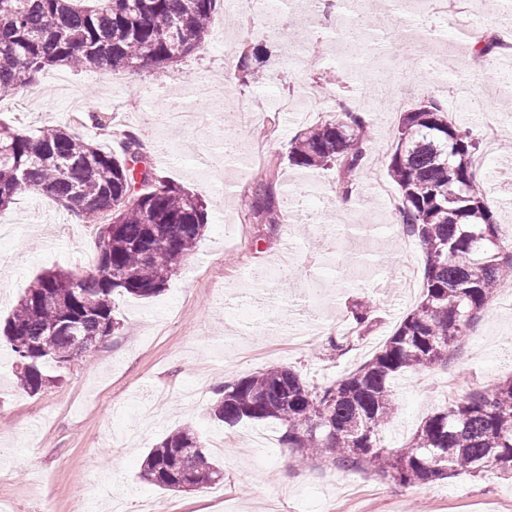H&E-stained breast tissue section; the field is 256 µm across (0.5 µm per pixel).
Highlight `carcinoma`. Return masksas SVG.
Here are the masks:
<instances>
[{
	"mask_svg": "<svg viewBox=\"0 0 512 512\" xmlns=\"http://www.w3.org/2000/svg\"><path fill=\"white\" fill-rule=\"evenodd\" d=\"M216 4L0 0V98L53 66H170L204 44ZM267 57L263 49L242 51L236 63L242 81H258ZM369 130L366 116L340 112L300 133L289 161L336 168L335 192L348 197L369 159ZM118 146L107 151L57 126L26 134L0 123V208L28 191L52 199L79 223L106 229V242H96L94 273L40 275L3 326L20 387L29 394L52 383L48 365L66 368L119 329L115 296L148 299L164 291L206 231L199 196L161 176L137 135L124 134ZM478 151L479 142L448 121L441 103L403 113L386 170L398 188L400 224L425 254L421 300L370 359L328 385L311 386L295 370L273 366L218 387L216 420L278 424L283 447L402 486L489 471L512 475V378L465 390L397 448L383 437L397 411L398 377L448 365L450 348L512 274V253L500 246L499 225L476 178ZM274 186L268 171L247 207L276 231L287 208L276 204ZM353 321L360 333L369 332L373 310L359 306ZM141 476L164 490H199L222 482L224 467L198 434L178 428L150 449Z\"/></svg>",
	"mask_w": 512,
	"mask_h": 512,
	"instance_id": "1",
	"label": "carcinoma"
}]
</instances>
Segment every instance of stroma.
<instances>
[{
    "mask_svg": "<svg viewBox=\"0 0 512 512\" xmlns=\"http://www.w3.org/2000/svg\"><path fill=\"white\" fill-rule=\"evenodd\" d=\"M512 33V10L501 0H467L453 18L416 12L412 26L379 32L380 46L363 65L348 63L336 42L335 25L289 5L254 23L226 20L217 9L209 37L194 54L169 68L121 72L54 67L37 89L51 96L28 111L16 109L25 91L0 100V122L24 132L64 126L101 147H114L109 124L138 134L169 181L198 193L208 225L196 254L183 262L159 295L115 299L121 325L98 347L32 396L17 384L16 360L0 345V502L9 512H103L116 496L123 512H360L368 495L380 494L386 512H432V500L451 502V512H497L512 500V479L487 472L439 483L405 487L358 472L336 471L289 455L281 427L244 421L229 427L213 421L208 408L215 388L272 366H287L311 384L335 382L368 360L418 304L421 286L406 288L409 270L423 272L420 247L404 252L391 242L394 217L372 193L387 179L384 163L368 162L358 183L357 204L343 209L333 190L335 169L308 170L288 161L295 136L308 123L297 113L269 111L259 124H212L190 130L182 156L165 159L167 136L158 111L173 103L210 114L206 95L186 97L188 77L210 73L226 85L229 103L259 97L312 98L323 119L339 102L368 113L372 147L392 150L399 115L436 100L447 103L456 86L468 88L467 107L448 119L482 137L495 124L499 144L486 157L477 180L494 218L512 229V71L504 60L493 69H470L478 34ZM267 47L266 81L242 82L224 71L226 48ZM83 102L80 122H71L70 96ZM275 161L276 194L298 200L297 222L270 231L246 217L244 201L268 161ZM92 225L76 223L52 200L33 193L17 196L0 211V322L13 312L29 284L54 270L88 272L97 258ZM290 252L291 281L258 283L250 271L273 269ZM372 308L375 323L364 339L343 352L328 339L350 327L356 305ZM459 389L490 387L512 376V288L497 293L475 319L447 368L400 377L397 415L383 435L404 444L424 417L445 403L448 374ZM202 436L220 435L224 465L219 488L177 492L139 478L150 448L178 427Z\"/></svg>",
    "mask_w": 512,
    "mask_h": 512,
    "instance_id": "obj_1",
    "label": "stroma"
}]
</instances>
